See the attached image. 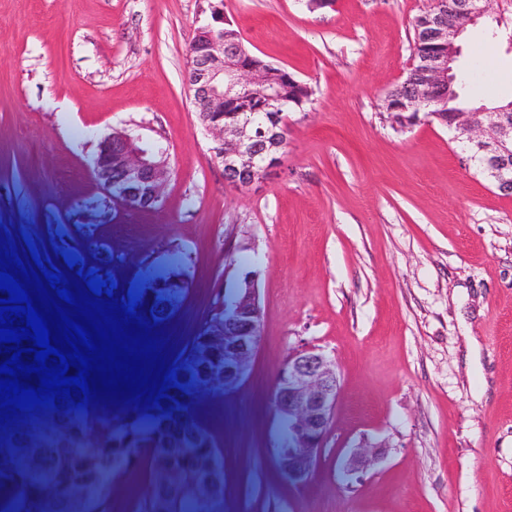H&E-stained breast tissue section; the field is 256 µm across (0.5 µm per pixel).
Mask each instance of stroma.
<instances>
[{
    "label": "stroma",
    "mask_w": 512,
    "mask_h": 512,
    "mask_svg": "<svg viewBox=\"0 0 512 512\" xmlns=\"http://www.w3.org/2000/svg\"><path fill=\"white\" fill-rule=\"evenodd\" d=\"M426 4L223 0L244 44L312 90L280 167L235 189L183 82L209 0H0V233L130 288L180 275L184 340L255 275L252 369L195 401L201 423L224 422L225 512H512V195L459 131L383 110ZM459 45L460 66L496 73L479 101L511 99L512 43L480 23ZM116 132L166 150L156 207L97 184ZM309 347L335 364L336 410L315 471L273 488L266 399ZM358 448L373 459L350 482Z\"/></svg>",
    "instance_id": "obj_1"
}]
</instances>
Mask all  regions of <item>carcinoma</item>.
<instances>
[{
  "mask_svg": "<svg viewBox=\"0 0 512 512\" xmlns=\"http://www.w3.org/2000/svg\"><path fill=\"white\" fill-rule=\"evenodd\" d=\"M481 62L458 68L448 111L476 110L471 94ZM184 286L167 280L139 289L151 302L149 317H172ZM224 336V312L192 336L174 363L181 388L143 412L123 410L100 419L68 405L64 422L56 409L23 412L0 424V512H224V439L206 427L192 405L201 394L224 396L205 354L224 363L213 340Z\"/></svg>",
  "mask_w": 512,
  "mask_h": 512,
  "instance_id": "cac0c4a2",
  "label": "carcinoma"
}]
</instances>
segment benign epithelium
Segmentation results:
<instances>
[{
	"label": "benign epithelium",
	"mask_w": 512,
	"mask_h": 512,
	"mask_svg": "<svg viewBox=\"0 0 512 512\" xmlns=\"http://www.w3.org/2000/svg\"><path fill=\"white\" fill-rule=\"evenodd\" d=\"M496 0H431L418 30L432 49L412 54L407 70L414 71L409 93L388 94L398 118L443 103L460 55L458 38L482 18H494ZM185 84L192 94L197 117L212 137L215 157L224 166V182L247 188L262 182L278 166L284 153L288 118L281 107L306 104L299 89L303 82L282 66L248 50L231 28L220 5H211L210 20L198 27L187 53ZM228 112H268L264 125L226 120ZM442 124L466 135L495 178V186L512 195V102L458 112ZM95 177L107 192L129 209H148L159 202L167 176L165 151L150 153L125 134L115 133L99 143ZM261 310L254 287L245 289L224 329V367L215 376L237 381L256 354ZM339 381L333 362L321 350L310 348L288 356L278 371L274 390L278 418L288 421L290 447L278 456L283 476L299 479L314 468L330 429Z\"/></svg>",
	"instance_id": "7a95c632"
}]
</instances>
